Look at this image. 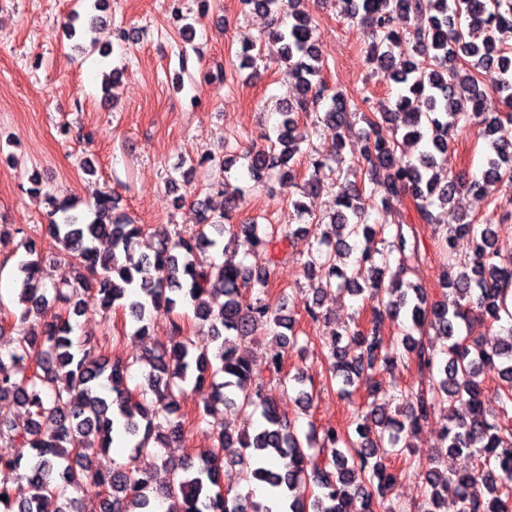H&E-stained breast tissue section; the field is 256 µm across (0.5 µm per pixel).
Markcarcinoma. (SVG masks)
<instances>
[{
    "mask_svg": "<svg viewBox=\"0 0 512 512\" xmlns=\"http://www.w3.org/2000/svg\"><path fill=\"white\" fill-rule=\"evenodd\" d=\"M247 2L270 17L269 37L282 44L285 74L296 95L282 103L281 121L265 143L219 162L222 180L216 188L224 195L223 213L201 202L198 228H152L121 211L110 192L86 212L46 193L45 235L62 247L72 273L58 282L44 269L28 228H12L26 257L14 270L21 311L11 325L10 347L0 352V403L26 408L29 418L21 426L0 410V440L19 441L34 454L25 466L0 457V473L15 475L16 483L0 481V512H80V493L95 496L98 512H157L167 500L172 501L169 512H398L393 500L398 477L377 449L384 442L400 447L438 411L444 415L441 454H465L476 463L450 473L435 461L417 512H443L450 489L458 512H512V431L499 423L512 411V309L507 305L512 251L499 245L492 219L478 228L461 214L443 224L434 212L451 210L462 190L480 197L494 189L512 190V113L503 112L512 107V0H348L350 16L360 17L366 27L369 61L395 69L400 92L393 105L367 119L371 133L362 138L359 156L348 168L354 181L336 199L322 232L316 200L337 180L332 163L347 145L358 100L323 81L315 25L301 8L304 0ZM414 16L427 17V26L398 30V20ZM491 68L499 73L492 91L479 78ZM320 106L319 123L332 146L325 155L309 156L304 200L293 203L294 219L311 226L315 239L302 262L307 276L317 281L308 316L319 320L318 308L334 287L382 303L366 325H346L324 341L329 380L341 396L350 397L360 382L406 358L420 375L411 393L381 394L371 386L373 400L361 408L352 431L337 425L319 429L311 422L305 432L298 428L313 392L302 374L284 372L281 358L272 357L265 372H253L246 343L255 324H271L284 345L299 344L287 307L276 308L266 299L275 250L294 231L290 224L230 223L249 189L232 170L242 167L256 185L273 176L294 178V158L301 153L293 135L296 118ZM466 127L478 129L487 141L485 169L479 178L444 176L438 158L447 155L451 133ZM405 143L418 147L415 159H405ZM407 201L422 223L442 230L440 300H429L407 280L421 258L413 228L370 223L372 211L396 210ZM375 235L381 250L358 252L352 245ZM459 236L470 241L463 260L454 251ZM143 237L150 239L151 253L136 257L134 246ZM104 238L112 245L107 253L98 247ZM211 250L224 252V262L208 261ZM240 252L253 262L236 260ZM50 292L65 305V316L38 321ZM214 295L224 297L218 308L209 301ZM91 308L106 319L112 310H124L138 339L148 336L152 311L190 308L193 319L209 325L211 342L197 345L188 324L174 322L173 340L145 351L140 363L147 372L131 388L133 363L101 354L106 337L76 333L77 319ZM477 316L492 324L507 322L503 337L489 346L470 335ZM388 321L398 336H385ZM431 330L442 342L439 349L426 341ZM344 335L358 351L342 345ZM488 375L501 382L496 409L483 400ZM206 383L208 399L197 409V423L221 406L260 412L253 434L237 433L226 423L214 428L213 439L217 448L236 444L242 449L234 461L236 484H263L272 498L255 502L250 491L223 489L222 461L215 452L177 462L159 455L156 420L163 419L174 438L184 439L187 418L179 398L184 387ZM270 385L296 393L297 415L279 411L266 393ZM380 395L395 408L377 403ZM118 437L130 446L128 459L107 472L94 468L89 451H107ZM159 465L169 472L164 484L154 478Z\"/></svg>",
    "mask_w": 512,
    "mask_h": 512,
    "instance_id": "cac0c4a2",
    "label": "carcinoma"
}]
</instances>
